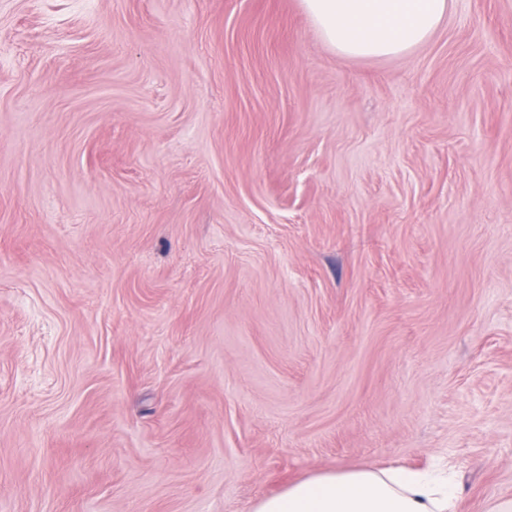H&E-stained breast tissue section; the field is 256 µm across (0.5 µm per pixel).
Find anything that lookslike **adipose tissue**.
Returning <instances> with one entry per match:
<instances>
[{"label":"adipose tissue","mask_w":512,"mask_h":512,"mask_svg":"<svg viewBox=\"0 0 512 512\" xmlns=\"http://www.w3.org/2000/svg\"><path fill=\"white\" fill-rule=\"evenodd\" d=\"M324 41L339 55L397 57L425 43L451 0H302ZM452 474L438 469L369 467L316 471L252 512H457Z\"/></svg>","instance_id":"adipose-tissue-1"}]
</instances>
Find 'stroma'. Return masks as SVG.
Segmentation results:
<instances>
[{"mask_svg": "<svg viewBox=\"0 0 512 512\" xmlns=\"http://www.w3.org/2000/svg\"><path fill=\"white\" fill-rule=\"evenodd\" d=\"M443 460L512 498V0L380 59L300 0H0V512Z\"/></svg>", "mask_w": 512, "mask_h": 512, "instance_id": "obj_1", "label": "stroma"}]
</instances>
